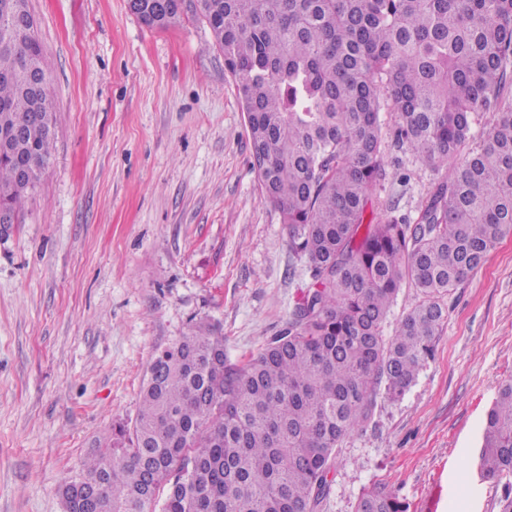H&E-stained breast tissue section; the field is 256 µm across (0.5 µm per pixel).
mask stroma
Wrapping results in <instances>:
<instances>
[{"mask_svg": "<svg viewBox=\"0 0 512 512\" xmlns=\"http://www.w3.org/2000/svg\"><path fill=\"white\" fill-rule=\"evenodd\" d=\"M56 125L0 242V512H64L60 487L131 423L156 349L217 324L230 362L288 325L311 278L251 168L209 26L150 28L128 0H29ZM367 216L415 217L444 175L385 146ZM435 356L338 447L316 512L394 492L408 512H499L476 457L512 379V235L443 298Z\"/></svg>", "mask_w": 512, "mask_h": 512, "instance_id": "35a3bbf8", "label": "stroma"}]
</instances>
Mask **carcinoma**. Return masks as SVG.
Segmentation results:
<instances>
[{"label":"carcinoma","instance_id":"1","mask_svg":"<svg viewBox=\"0 0 512 512\" xmlns=\"http://www.w3.org/2000/svg\"><path fill=\"white\" fill-rule=\"evenodd\" d=\"M152 28L191 9L233 76L266 200L288 228L311 285L288 328L233 364L224 337L199 323L159 350L132 426L96 445L76 512H315L338 443L363 428L378 389L396 399L434 356L442 297L512 234V0H130ZM36 33L0 38V145L21 117L41 122L0 148V207L16 210L49 158V91ZM396 141L448 170L416 218L366 221L387 177L379 113ZM490 115L479 150L463 154ZM26 166L30 185L17 170ZM409 279L422 301L393 336L383 326ZM484 475L512 512V380L486 415ZM357 512H407L365 493Z\"/></svg>","mask_w":512,"mask_h":512}]
</instances>
